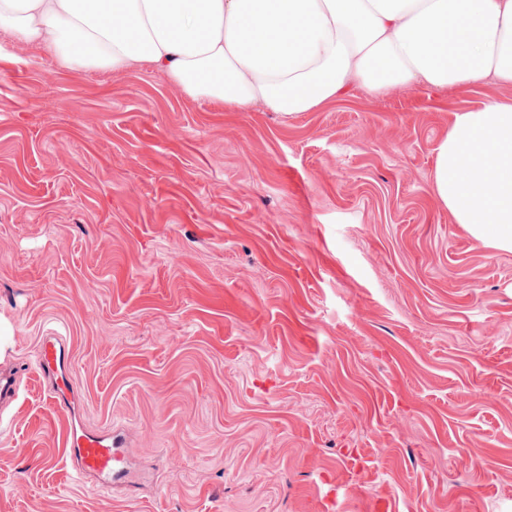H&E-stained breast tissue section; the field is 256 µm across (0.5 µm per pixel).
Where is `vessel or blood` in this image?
Masks as SVG:
<instances>
[{"instance_id":"1","label":"vessel or blood","mask_w":512,"mask_h":512,"mask_svg":"<svg viewBox=\"0 0 512 512\" xmlns=\"http://www.w3.org/2000/svg\"><path fill=\"white\" fill-rule=\"evenodd\" d=\"M36 364L47 383L50 400L66 416L65 448L76 474L101 486L124 483L125 436L116 428L91 429L84 423L80 389L74 379L67 344L54 335L42 337Z\"/></svg>"}]
</instances>
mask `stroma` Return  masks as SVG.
<instances>
[{"mask_svg":"<svg viewBox=\"0 0 512 512\" xmlns=\"http://www.w3.org/2000/svg\"><path fill=\"white\" fill-rule=\"evenodd\" d=\"M491 100L512 86L233 112L0 33V512H512V251L433 190ZM51 332L123 485L65 456Z\"/></svg>","mask_w":512,"mask_h":512,"instance_id":"1","label":"stroma"}]
</instances>
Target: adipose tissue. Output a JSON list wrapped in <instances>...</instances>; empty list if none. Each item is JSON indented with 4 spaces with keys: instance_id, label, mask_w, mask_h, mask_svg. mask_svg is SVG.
I'll return each instance as SVG.
<instances>
[{
    "instance_id": "adipose-tissue-1",
    "label": "adipose tissue",
    "mask_w": 512,
    "mask_h": 512,
    "mask_svg": "<svg viewBox=\"0 0 512 512\" xmlns=\"http://www.w3.org/2000/svg\"><path fill=\"white\" fill-rule=\"evenodd\" d=\"M17 47L187 94L294 116L346 94L512 85V0H0ZM434 187L457 223L512 250V104L457 113Z\"/></svg>"
}]
</instances>
